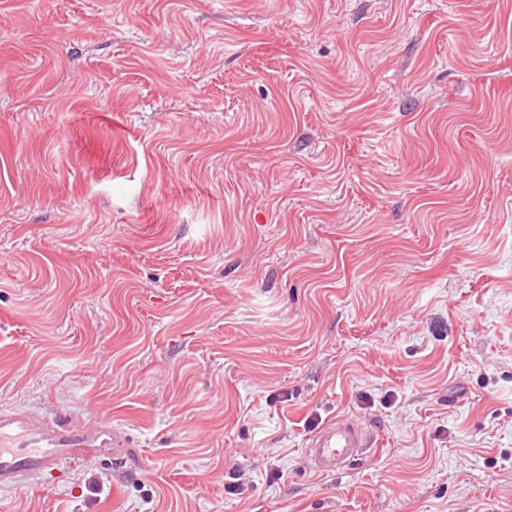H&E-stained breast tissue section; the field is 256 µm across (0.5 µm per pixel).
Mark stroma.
<instances>
[{
    "instance_id": "1",
    "label": "stroma",
    "mask_w": 512,
    "mask_h": 512,
    "mask_svg": "<svg viewBox=\"0 0 512 512\" xmlns=\"http://www.w3.org/2000/svg\"><path fill=\"white\" fill-rule=\"evenodd\" d=\"M12 409L133 445L0 512H512V0H0ZM371 446L372 438L365 429L348 420H334L312 436L309 456L318 472L334 474Z\"/></svg>"
}]
</instances>
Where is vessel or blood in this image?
Wrapping results in <instances>:
<instances>
[{"instance_id": "b4317fda", "label": "vessel or blood", "mask_w": 512, "mask_h": 512, "mask_svg": "<svg viewBox=\"0 0 512 512\" xmlns=\"http://www.w3.org/2000/svg\"><path fill=\"white\" fill-rule=\"evenodd\" d=\"M120 440V432L106 417L89 431L70 419L0 411V487L69 467L94 448ZM371 445L372 438L365 429L344 419L334 420L312 436L309 456L318 472L333 474Z\"/></svg>"}]
</instances>
